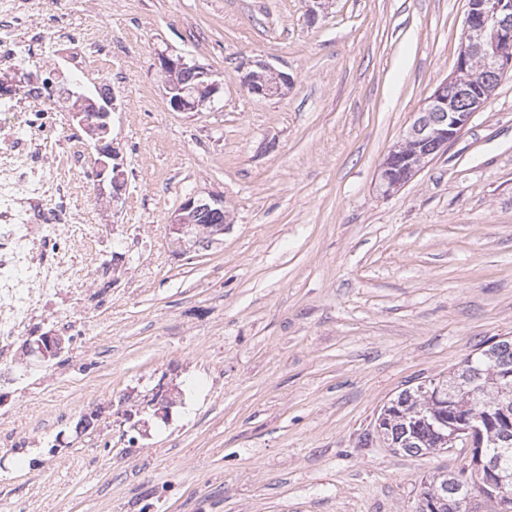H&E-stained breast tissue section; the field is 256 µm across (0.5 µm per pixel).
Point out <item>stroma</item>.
I'll return each mask as SVG.
<instances>
[{
	"instance_id": "35a3bbf8",
	"label": "stroma",
	"mask_w": 512,
	"mask_h": 512,
	"mask_svg": "<svg viewBox=\"0 0 512 512\" xmlns=\"http://www.w3.org/2000/svg\"><path fill=\"white\" fill-rule=\"evenodd\" d=\"M33 0L37 32L103 39L108 135L126 191L78 204L125 260L80 279L61 354L13 357L0 390V512H416L454 448L409 456L374 431L402 390L512 337V74L397 192L379 164L449 77L467 0ZM219 90L173 111L159 54ZM262 61L284 95L243 83ZM233 215L172 243L187 194ZM179 393L167 417L148 399ZM106 417L76 426L97 406Z\"/></svg>"
}]
</instances>
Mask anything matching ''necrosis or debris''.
I'll list each match as a JSON object with an SVG mask.
<instances>
[{"label":"necrosis or debris","mask_w":512,"mask_h":512,"mask_svg":"<svg viewBox=\"0 0 512 512\" xmlns=\"http://www.w3.org/2000/svg\"><path fill=\"white\" fill-rule=\"evenodd\" d=\"M24 0H0V60L23 64L52 48L54 39L27 30ZM92 39L70 38L65 69L92 82L102 96L111 77L92 66ZM47 83L0 91V386L15 384L10 356L15 340L31 332L42 302H63L77 273L97 270L99 229L76 206L92 183L91 148L57 114Z\"/></svg>","instance_id":"necrosis-or-debris-1"}]
</instances>
